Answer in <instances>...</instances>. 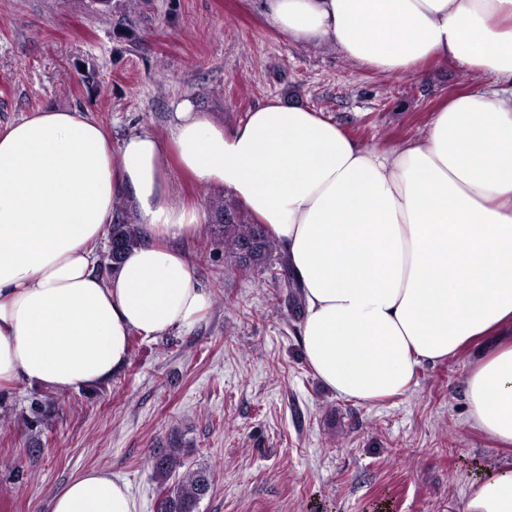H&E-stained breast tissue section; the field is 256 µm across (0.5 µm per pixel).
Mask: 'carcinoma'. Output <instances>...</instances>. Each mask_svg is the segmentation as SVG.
Listing matches in <instances>:
<instances>
[{
	"label": "carcinoma",
	"instance_id": "1",
	"mask_svg": "<svg viewBox=\"0 0 512 512\" xmlns=\"http://www.w3.org/2000/svg\"><path fill=\"white\" fill-rule=\"evenodd\" d=\"M96 10L101 13H110L112 9L121 7L125 13L137 9L141 0H91ZM211 214L220 220L229 217L231 224H212L210 234L218 241L224 243V249L231 259H236L235 252L243 245L253 247L254 259L250 264L239 263L245 271H259L267 268V262L275 252V242L266 233L261 224H255L242 208L233 200L218 196L210 200ZM112 240L119 246V251L112 254L111 266L114 269L122 254L137 245L138 233L134 224L118 222L112 225ZM272 279L280 288L290 290L294 307L302 305L300 288L288 270V262L283 259L280 270L271 273ZM50 414V403L35 401L31 403L29 415L25 418L26 427L36 429L45 424ZM185 466L181 449L172 446L164 448L154 458V468L159 480L166 481L177 469ZM212 485L210 473L205 469H187L176 487L166 492L158 504V512H197L199 502L209 493Z\"/></svg>",
	"mask_w": 512,
	"mask_h": 512
}]
</instances>
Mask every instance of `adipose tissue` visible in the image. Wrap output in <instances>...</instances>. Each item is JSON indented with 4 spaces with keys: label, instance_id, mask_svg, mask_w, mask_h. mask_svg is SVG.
<instances>
[{
    "label": "adipose tissue",
    "instance_id": "ef3b65f1",
    "mask_svg": "<svg viewBox=\"0 0 512 512\" xmlns=\"http://www.w3.org/2000/svg\"><path fill=\"white\" fill-rule=\"evenodd\" d=\"M299 48L420 77L452 60L488 76L424 131L381 150L322 113L269 98L227 128L191 99L167 138L120 149L79 110L0 129V386L78 391L122 370L129 338L189 331L210 295L177 242L206 219L176 165L264 225L301 284L305 360L336 396L372 404L418 369L494 337L470 367L473 429L512 447V0H256ZM138 244L115 273L94 246L122 211ZM51 512H137L128 484L87 471ZM462 512H512V464L471 483Z\"/></svg>",
    "mask_w": 512,
    "mask_h": 512
}]
</instances>
